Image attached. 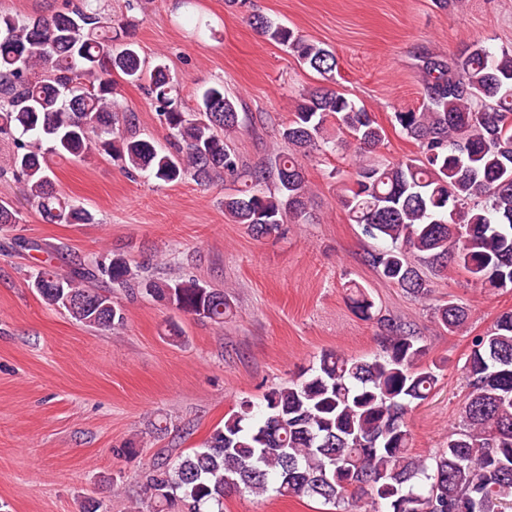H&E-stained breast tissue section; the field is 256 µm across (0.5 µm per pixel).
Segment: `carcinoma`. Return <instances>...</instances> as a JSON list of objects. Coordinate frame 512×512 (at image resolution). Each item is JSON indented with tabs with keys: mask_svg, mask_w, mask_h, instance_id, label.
<instances>
[{
	"mask_svg": "<svg viewBox=\"0 0 512 512\" xmlns=\"http://www.w3.org/2000/svg\"><path fill=\"white\" fill-rule=\"evenodd\" d=\"M252 23L286 46L324 80L333 79L336 54L264 15ZM133 20L114 17L90 0H67L49 18L0 13V140L14 150L8 168L42 218L56 224H95V215L56 191L51 156L85 158L96 150L129 173L164 183L244 178L230 144L239 102L215 83L195 111L182 106L177 84L162 63L149 67L132 40ZM417 69L426 101L395 120L418 154L382 164H359L340 198L349 220L384 246L370 254L387 281L415 298L429 288L413 255L444 268L453 262L491 290L512 288V48L493 51L475 42L458 55L423 52ZM146 84L166 144L138 136L132 117L117 111L114 75ZM335 121L362 148L379 145L382 128L363 106L325 86L301 93L281 137L290 152L268 172L224 196V215L258 238L281 236L307 215L308 181L299 154L319 147ZM274 180L275 189L259 185ZM141 290L175 309L222 326L231 309L224 289L188 277L158 282L131 267L121 253L95 266L75 263L66 274L47 265L31 287L50 307L76 321L110 330L123 309L112 288ZM354 309L375 317L374 302L356 288ZM469 308L449 301L438 323L453 333ZM387 331L370 357L323 352L318 363L264 396L244 400L200 448L168 454L141 473L151 492L148 512H224L231 492L308 497L336 508L362 499L387 512H491L512 503V311L473 337L467 393L447 447L426 461L411 453L406 416L428 399L438 374L422 364L426 349L403 327L382 318Z\"/></svg>",
	"mask_w": 512,
	"mask_h": 512,
	"instance_id": "carcinoma-1",
	"label": "carcinoma"
}]
</instances>
